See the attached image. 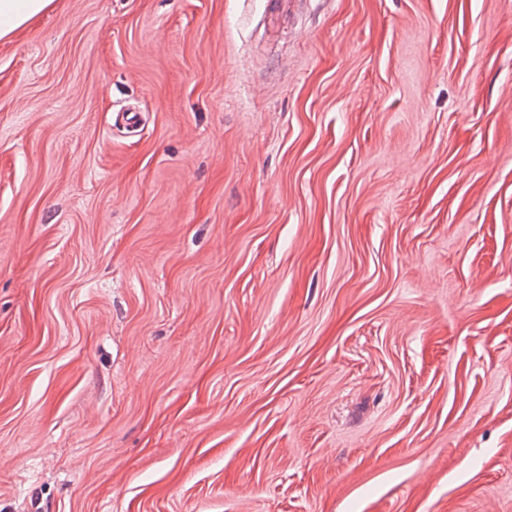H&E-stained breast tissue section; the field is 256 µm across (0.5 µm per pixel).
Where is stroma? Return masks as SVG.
Listing matches in <instances>:
<instances>
[{"label":"stroma","instance_id":"35a3bbf8","mask_svg":"<svg viewBox=\"0 0 512 512\" xmlns=\"http://www.w3.org/2000/svg\"><path fill=\"white\" fill-rule=\"evenodd\" d=\"M0 512H512V0L0 39Z\"/></svg>","mask_w":512,"mask_h":512}]
</instances>
